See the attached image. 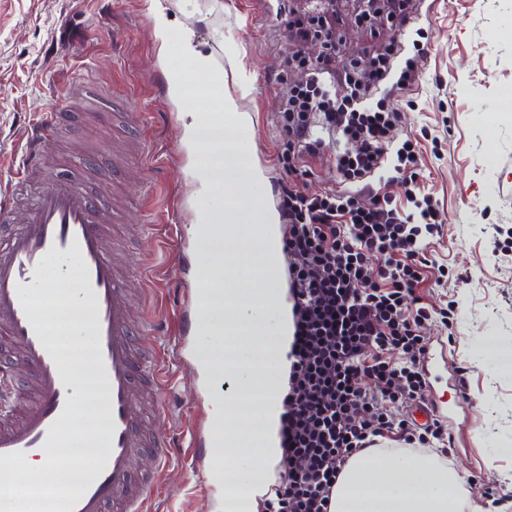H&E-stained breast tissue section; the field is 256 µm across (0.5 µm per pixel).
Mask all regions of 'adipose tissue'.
Segmentation results:
<instances>
[{
    "mask_svg": "<svg viewBox=\"0 0 512 512\" xmlns=\"http://www.w3.org/2000/svg\"><path fill=\"white\" fill-rule=\"evenodd\" d=\"M77 451L59 449L49 460L0 466L2 483L73 484ZM461 478L431 455L393 456L368 449L353 456L332 492L331 512H459Z\"/></svg>",
    "mask_w": 512,
    "mask_h": 512,
    "instance_id": "adipose-tissue-1",
    "label": "adipose tissue"
}]
</instances>
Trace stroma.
Instances as JSON below:
<instances>
[{
    "label": "stroma",
    "mask_w": 512,
    "mask_h": 512,
    "mask_svg": "<svg viewBox=\"0 0 512 512\" xmlns=\"http://www.w3.org/2000/svg\"><path fill=\"white\" fill-rule=\"evenodd\" d=\"M294 0H0V168L20 157L25 130L59 106L58 95L72 81H95L122 112L142 115L140 133L154 153L149 162L155 183L148 195L137 186L135 166L114 165L87 183L105 197L115 189L127 196V224L150 225L152 237L128 238L117 228L132 271L145 253L164 267L175 255L192 277L199 257L194 245L177 249L165 225L174 198L183 201V220L197 223L202 205L222 207L199 180L190 143L193 114L168 82L191 53L206 56L224 72V87L199 100L201 108L221 105L230 94L250 127L239 129L246 164L260 173V201L281 211L286 176L278 158L288 139L281 128L290 84L305 78L286 69L290 47L285 20ZM354 0H336L329 15L340 41L336 61L375 53L392 37L411 43L415 29L429 35L428 52L417 83L398 104L401 120L394 138L417 142L423 165L422 190L439 204L441 233L427 248L434 264L446 266L448 279H428L421 289L433 309L451 308V327L425 330L430 347H444L438 381L426 400L448 409L452 454L446 460L463 480H475L466 497L477 512H490L480 490L512 492V367L490 356L487 337L512 342V118L497 117L502 94L512 92V0H411L404 34L383 26L357 24ZM206 337L187 341L188 367L170 391L183 405L173 415L151 414L156 432L188 434L197 410L212 412L215 392L236 396L233 381L203 386L197 353ZM166 490L152 512H219L224 498V459L195 460L190 447L173 456Z\"/></svg>",
    "instance_id": "35a3bbf8"
}]
</instances>
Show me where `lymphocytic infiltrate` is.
<instances>
[{
	"mask_svg": "<svg viewBox=\"0 0 512 512\" xmlns=\"http://www.w3.org/2000/svg\"><path fill=\"white\" fill-rule=\"evenodd\" d=\"M425 54L419 42L405 56L391 48L340 77L326 62L309 68L299 52L286 61L310 74L288 89V153L279 162L300 175L302 157L332 134L339 185L315 195L294 181L281 189L295 304L281 400L286 467L265 512H330L349 459L381 439L450 454L444 423L410 416L427 384L423 331L449 314H434L416 294L427 241L441 226L436 201L414 185L416 143L392 137L399 98Z\"/></svg>",
	"mask_w": 512,
	"mask_h": 512,
	"instance_id": "1",
	"label": "lymphocytic infiltrate"
}]
</instances>
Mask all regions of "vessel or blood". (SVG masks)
Masks as SVG:
<instances>
[{
  "mask_svg": "<svg viewBox=\"0 0 512 512\" xmlns=\"http://www.w3.org/2000/svg\"><path fill=\"white\" fill-rule=\"evenodd\" d=\"M107 115L114 106L91 83L74 86L58 111L30 128L17 168L0 196V461L24 464L49 459L61 442L63 426L78 412L83 383L65 366L59 345L33 304L36 294L65 288L75 308L87 310L92 336L90 362L100 388L103 446L92 459H75L81 474L75 486L61 489L64 512H146L160 477L176 454L177 434L145 428L142 402L167 405L161 381L164 356L140 345L142 335H159L162 322L150 310L155 289L145 275L129 277L126 262L114 255L110 227L124 212L112 202L85 192L84 177L99 169L91 156L72 158L81 173L45 184L28 211L26 223L9 227L15 194L34 171L49 162L44 145L68 127L76 107ZM168 279L183 296H200L209 285L206 271L184 278L171 264ZM150 458L151 466L138 462ZM33 491L0 484V512H28Z\"/></svg>",
  "mask_w": 512,
  "mask_h": 512,
  "instance_id": "obj_1",
  "label": "vessel or blood"
}]
</instances>
